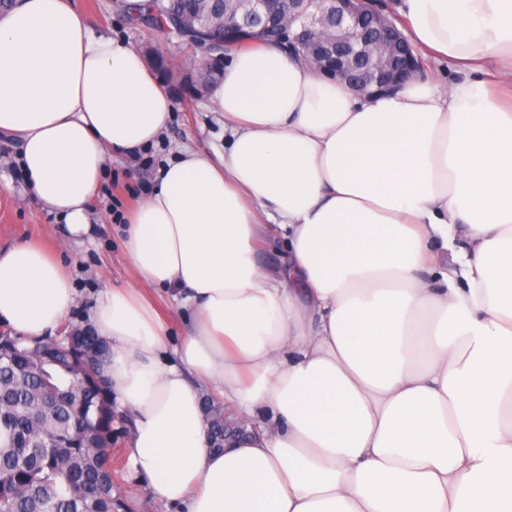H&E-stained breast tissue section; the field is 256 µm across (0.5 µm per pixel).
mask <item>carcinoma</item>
I'll use <instances>...</instances> for the list:
<instances>
[{
	"label": "carcinoma",
	"instance_id": "obj_1",
	"mask_svg": "<svg viewBox=\"0 0 512 512\" xmlns=\"http://www.w3.org/2000/svg\"><path fill=\"white\" fill-rule=\"evenodd\" d=\"M323 7L320 0H272L270 10L287 15L292 32L301 31L303 16ZM208 18L253 30L249 17L233 0H145L127 15L133 25H155L176 33L175 18ZM184 57L203 65V49L218 50L219 32L208 34L207 46L178 35ZM258 43L283 44L278 25L252 41L222 48L229 54ZM51 338L28 339L8 329L0 331V512H117L113 486V436L106 428L91 436L98 401L80 386L85 375L106 379L103 361L108 348L96 337L72 348L60 342L54 356L40 355ZM24 345L30 359L12 362Z\"/></svg>",
	"mask_w": 512,
	"mask_h": 512
}]
</instances>
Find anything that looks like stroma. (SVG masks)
<instances>
[{"mask_svg": "<svg viewBox=\"0 0 512 512\" xmlns=\"http://www.w3.org/2000/svg\"><path fill=\"white\" fill-rule=\"evenodd\" d=\"M73 6L92 18L96 35L119 38L138 48L169 93L174 109L165 133L150 150L155 164H163L183 145L210 154L223 152L224 120L214 112L210 93L196 91L180 66L177 49L165 35L131 25L117 11L115 0H73ZM18 166L17 143L1 137L0 247L23 241L38 244L69 270L77 301L63 327L81 323L105 288L135 285L161 316L173 318L171 340L179 342L191 328L190 317H178L177 307L165 291L137 283L125 263L122 230L112 219L113 210L127 216L143 201V194L136 190L143 171L124 159L112 162L99 198L92 205V230L88 237L74 242L65 240L56 218L27 191L24 182L16 180L14 170ZM114 489L126 505L124 512H177L176 507L152 501L144 482L132 476L129 468L116 473Z\"/></svg>", "mask_w": 512, "mask_h": 512, "instance_id": "stroma-1", "label": "stroma"}]
</instances>
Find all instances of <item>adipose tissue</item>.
<instances>
[{
    "label": "adipose tissue",
    "mask_w": 512,
    "mask_h": 512,
    "mask_svg": "<svg viewBox=\"0 0 512 512\" xmlns=\"http://www.w3.org/2000/svg\"><path fill=\"white\" fill-rule=\"evenodd\" d=\"M407 34L455 68L441 89L368 99L276 44L227 55L224 154L161 165L125 228L131 287L88 316L133 418L128 464L184 512H512V0H399ZM173 104L129 43L71 0L0 11V136L69 236L112 161L155 144ZM285 240L276 270L253 243ZM76 301L62 263L0 249V318L50 334ZM214 390L260 430L213 448Z\"/></svg>",
    "instance_id": "ef3b65f1"
}]
</instances>
